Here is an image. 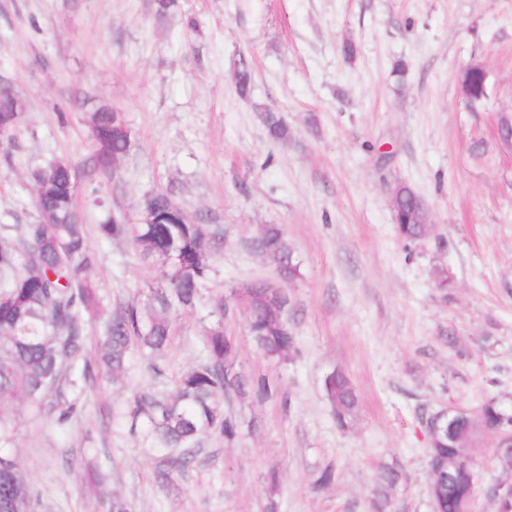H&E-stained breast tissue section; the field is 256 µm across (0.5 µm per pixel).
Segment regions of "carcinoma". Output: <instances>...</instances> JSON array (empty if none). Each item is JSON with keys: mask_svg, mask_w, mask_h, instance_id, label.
Here are the masks:
<instances>
[{"mask_svg": "<svg viewBox=\"0 0 512 512\" xmlns=\"http://www.w3.org/2000/svg\"><path fill=\"white\" fill-rule=\"evenodd\" d=\"M234 82L240 94H247L251 70L238 68ZM19 101L13 90L0 93L1 144L14 140L18 116L13 109ZM116 119L110 108L92 113L96 151L85 164L86 176L112 173L114 160L129 153L131 133L114 130ZM263 122L272 139H288V127L276 113H265ZM78 170L60 159L33 172L40 188L37 221L5 224L0 237V407L19 400L60 427L75 416L85 384L99 376L123 379L135 356L152 378L164 377L163 360L173 341L172 317L196 306L211 271V249L220 240L213 225L179 217V205L162 192L150 194V207L161 223L114 224L109 218L98 225L102 238H126L143 257L158 263L162 280L149 288L144 305L130 303L111 312L97 360L92 361L86 355V327L99 313V299L88 271L96 255L74 201ZM393 195L396 232L409 242L422 239L428 233L421 223L424 202L405 184L396 185ZM253 247L283 281L301 276L300 262L280 226L265 225ZM230 295L249 308L248 333L264 356L281 361L296 353L295 336L287 328L288 292L277 293L266 280L256 279L234 287ZM236 359L237 351L218 321L206 330L201 360L183 372L171 390L146 387L133 395L125 418L130 427H143L158 449L157 480L167 482L198 463L205 436L217 432L230 439L237 434L239 423L224 411V397L263 401L273 395L267 378H247L237 369ZM323 388L336 423L345 426L357 403L350 379L338 371L324 380ZM479 427L505 436L512 428V414L491 398L472 413H458L450 434L428 438L431 485L440 512H459L462 497L475 491L472 467L450 471L448 460L466 455V444ZM15 437V425L0 416V512H34L33 487L12 451ZM89 478L104 512L130 510L124 498L106 490L99 475L91 473Z\"/></svg>", "mask_w": 512, "mask_h": 512, "instance_id": "obj_1", "label": "carcinoma"}]
</instances>
